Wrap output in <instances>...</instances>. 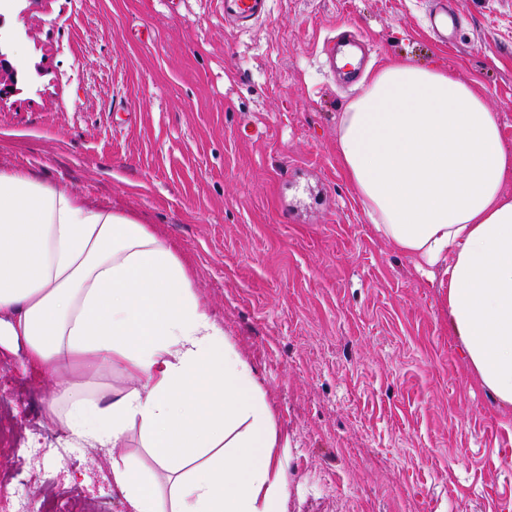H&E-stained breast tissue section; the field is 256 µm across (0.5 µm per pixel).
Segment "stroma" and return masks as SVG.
<instances>
[{
	"label": "stroma",
	"instance_id": "obj_1",
	"mask_svg": "<svg viewBox=\"0 0 512 512\" xmlns=\"http://www.w3.org/2000/svg\"><path fill=\"white\" fill-rule=\"evenodd\" d=\"M269 0L250 28L222 0H7L0 167L134 217L186 265L251 362L290 453L287 512H512V407L448 331L438 281L378 236L336 151L347 82L336 36L477 83L512 147V0ZM57 378L0 350V477L33 512H127L122 448H66ZM40 440L30 453L32 440ZM17 85V70L8 60L7 54L0 51V104L6 102L18 92Z\"/></svg>",
	"mask_w": 512,
	"mask_h": 512
}]
</instances>
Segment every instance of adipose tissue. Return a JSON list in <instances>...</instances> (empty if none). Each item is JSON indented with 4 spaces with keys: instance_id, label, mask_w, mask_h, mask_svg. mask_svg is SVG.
<instances>
[{
    "instance_id": "obj_1",
    "label": "adipose tissue",
    "mask_w": 512,
    "mask_h": 512,
    "mask_svg": "<svg viewBox=\"0 0 512 512\" xmlns=\"http://www.w3.org/2000/svg\"><path fill=\"white\" fill-rule=\"evenodd\" d=\"M337 156L375 232L439 269L468 364L512 406V148L480 90L392 59L342 112ZM58 376L68 444L122 447L139 429L166 478L127 461L129 512H286V453L251 363L146 225L60 184L0 168V345ZM131 386L91 389L76 364Z\"/></svg>"
}]
</instances>
